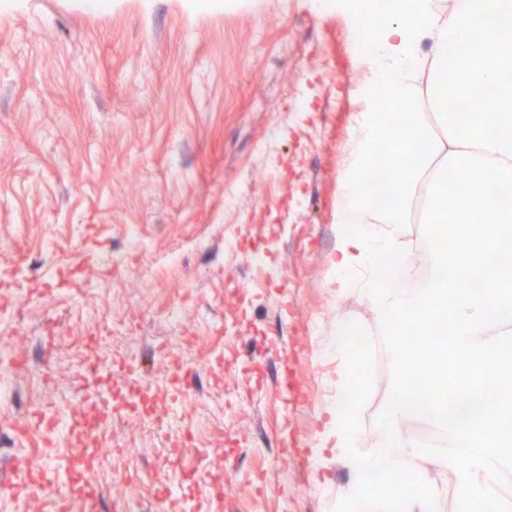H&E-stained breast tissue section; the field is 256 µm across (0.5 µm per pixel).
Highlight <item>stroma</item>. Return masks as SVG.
Listing matches in <instances>:
<instances>
[{
  "mask_svg": "<svg viewBox=\"0 0 512 512\" xmlns=\"http://www.w3.org/2000/svg\"><path fill=\"white\" fill-rule=\"evenodd\" d=\"M350 33L347 13L313 0L0 7V321L55 384L20 380L21 402L0 404V477L28 471L20 500L47 476L13 422L78 391L84 336L133 312L141 375L161 387L194 373L197 447L169 470L177 432L132 453L148 512H174L173 481L197 503L226 486L223 512H334L350 474L319 445L345 369L331 311L344 303L381 331L332 267L344 149L371 78ZM104 253L124 258L107 278ZM15 269L29 273L23 300ZM227 322L238 336L219 337ZM174 336L191 360L164 356Z\"/></svg>",
  "mask_w": 512,
  "mask_h": 512,
  "instance_id": "obj_1",
  "label": "stroma"
}]
</instances>
